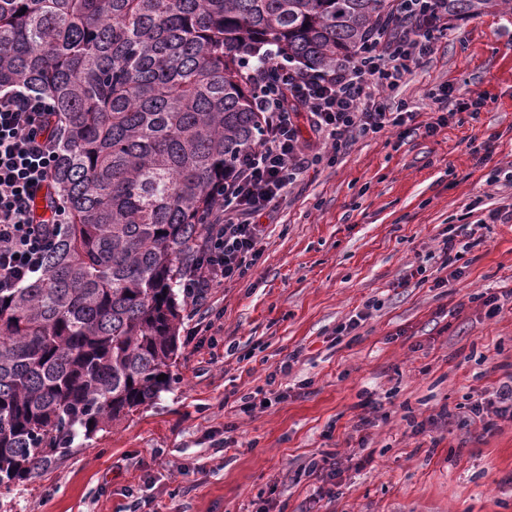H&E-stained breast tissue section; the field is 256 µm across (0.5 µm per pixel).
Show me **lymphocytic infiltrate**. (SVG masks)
<instances>
[{
  "label": "lymphocytic infiltrate",
  "mask_w": 512,
  "mask_h": 512,
  "mask_svg": "<svg viewBox=\"0 0 512 512\" xmlns=\"http://www.w3.org/2000/svg\"><path fill=\"white\" fill-rule=\"evenodd\" d=\"M448 35L446 0H395L367 46L333 69H312L268 56L247 71L260 93L255 111L263 122L259 144L227 173L222 204L212 213L199 254L182 278L185 296L202 304L211 289L251 276L263 251L260 222L286 202L288 191L311 168L334 163L357 138L387 128L404 140L432 136L447 126L451 111L476 113L485 98L449 106L448 89L431 97L433 121L422 123L408 104L387 110L384 93L396 91ZM309 126L314 142L304 141ZM52 104L33 90L0 92V293L43 274L57 227L67 219L53 196L54 164L60 146ZM470 419L490 427L512 416V377L492 397H474Z\"/></svg>",
  "instance_id": "obj_1"
}]
</instances>
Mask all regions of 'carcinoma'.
<instances>
[{"label":"carcinoma","instance_id":"cac0c4a2","mask_svg":"<svg viewBox=\"0 0 512 512\" xmlns=\"http://www.w3.org/2000/svg\"><path fill=\"white\" fill-rule=\"evenodd\" d=\"M385 2L0 0V89L54 104V193L70 214L43 276L0 296V488L173 382L175 285L224 174L262 136L246 57L272 45L334 68ZM497 2L448 0V14Z\"/></svg>","mask_w":512,"mask_h":512}]
</instances>
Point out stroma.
Segmentation results:
<instances>
[{"label": "stroma", "mask_w": 512, "mask_h": 512, "mask_svg": "<svg viewBox=\"0 0 512 512\" xmlns=\"http://www.w3.org/2000/svg\"><path fill=\"white\" fill-rule=\"evenodd\" d=\"M449 23L388 106L428 121L445 85L487 106L400 145L392 129L359 138L309 170L263 217L253 275L186 304L171 387L1 488L0 512H512V420L487 431L467 409L512 373V222L484 221L512 202V7ZM465 227L475 247L444 259L443 234ZM420 265L427 282L406 283ZM269 384L285 399L240 412ZM361 415L373 424L358 432ZM409 415L436 422L415 435ZM327 451L340 476H307Z\"/></svg>", "instance_id": "obj_1"}]
</instances>
